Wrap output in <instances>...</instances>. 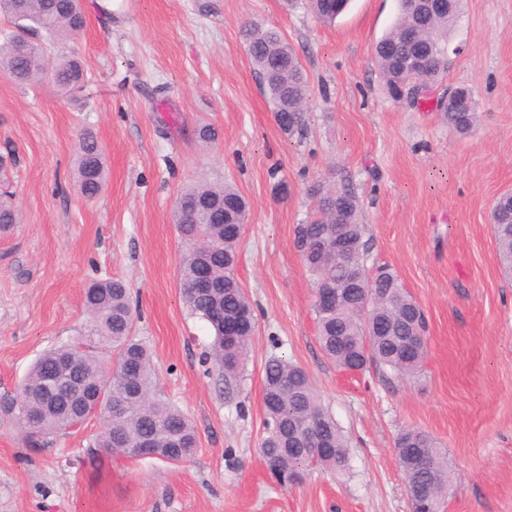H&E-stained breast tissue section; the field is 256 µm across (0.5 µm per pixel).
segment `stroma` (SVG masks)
Segmentation results:
<instances>
[{
    "instance_id": "1",
    "label": "stroma",
    "mask_w": 512,
    "mask_h": 512,
    "mask_svg": "<svg viewBox=\"0 0 512 512\" xmlns=\"http://www.w3.org/2000/svg\"><path fill=\"white\" fill-rule=\"evenodd\" d=\"M84 30L49 56L84 64L79 95L0 76V154L21 219L0 236V512H410L394 441L426 432L457 475L446 512H512V275L490 208L512 193V0H461L438 92L469 88L462 135L433 105L393 102L374 45L398 0H351L334 24L306 0H84ZM279 28L309 82L307 126L277 125L241 39ZM214 142L198 137L203 125ZM101 146L102 193L76 181L80 130ZM349 176L367 226L368 267L385 265L423 310L420 374L345 372L324 355L314 279L293 245L310 186ZM232 184L249 203L237 276L255 315L244 368L207 375L212 340L180 288L187 245L174 223L182 190ZM127 282L134 334L168 399L192 421L195 457L92 455L98 418L34 452L12 404L45 351L89 335L94 280ZM287 358L310 375L348 440V467L281 486L259 448L263 366Z\"/></svg>"
}]
</instances>
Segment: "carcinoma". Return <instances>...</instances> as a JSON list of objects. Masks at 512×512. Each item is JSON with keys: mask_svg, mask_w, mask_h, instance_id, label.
<instances>
[{"mask_svg": "<svg viewBox=\"0 0 512 512\" xmlns=\"http://www.w3.org/2000/svg\"><path fill=\"white\" fill-rule=\"evenodd\" d=\"M316 17L332 24L345 11L348 0H309ZM459 0L449 12L425 17L419 8L428 3L400 0L399 16L375 46V60L390 98L407 92L411 72L422 67L423 80L433 87L448 67V34L458 17ZM0 14L13 32L0 44V75L27 86L51 71L54 84L64 93L85 82L82 61L61 54L51 60L46 45L62 44L85 27L86 19L77 0H0ZM418 33L429 52V61L406 49L408 36ZM247 52L266 89L274 114H288L293 132L305 125L308 86L294 49L280 31L248 26L244 31ZM449 126L461 134L474 126L476 115L438 108ZM77 180L88 199L97 197L105 183V169L97 140L85 131L78 138ZM197 204L195 211L174 212L180 237L188 245L181 260V284L186 305L206 320L214 331L205 362L226 381L240 373L247 356L255 319L247 296L237 279V244L242 235L240 218L247 203L237 189L226 184H197L183 192ZM313 211L295 226L294 244L315 276V283L334 288L370 273L365 257V225L359 221L360 198L353 181L339 175L330 186L312 188ZM18 223V211L0 198V235ZM493 231L500 262L512 271V197L493 210ZM343 238L352 250L338 255L315 251L321 241ZM209 287L197 288L201 278ZM375 288H354L348 298L329 310L314 308L318 339L325 355L337 368L363 373L371 367L400 376L417 373L426 355L427 324L423 311L389 268H376ZM85 307L92 319L91 335L112 348V370L92 354L91 345L76 342L41 354L34 362L15 399L14 409L24 407L36 417L35 426L19 425L31 448H41L51 435L81 424L96 414L101 420L96 447L106 454L133 455L140 443H150L161 458L191 459L198 437L191 421L178 411L159 387L153 356L133 332L134 318L129 291L121 279L96 281L86 288ZM238 323L233 339L224 337L223 323ZM71 366L62 368V361ZM263 404L268 432L261 442L265 467L281 484L301 481L313 468L341 470L348 464V442L334 417L324 407L308 373L280 358L269 359L263 369ZM407 446L417 449L418 467L399 461L405 483L430 490L437 512L448 500V479L453 468L448 453L426 433L409 428L395 440L396 455ZM320 448H334L322 454Z\"/></svg>", "mask_w": 512, "mask_h": 512, "instance_id": "carcinoma-1", "label": "carcinoma"}]
</instances>
